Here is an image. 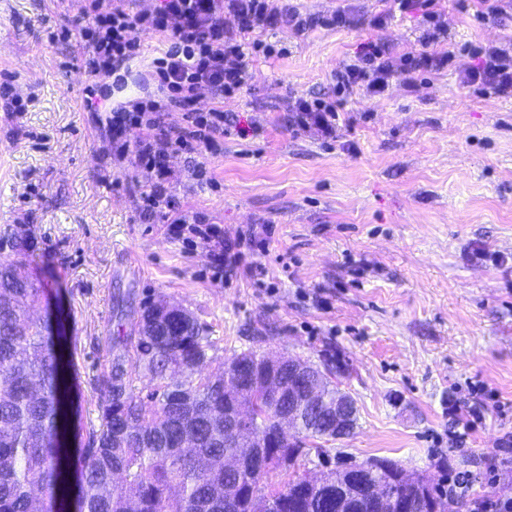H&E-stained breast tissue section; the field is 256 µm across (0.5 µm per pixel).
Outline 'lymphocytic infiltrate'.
<instances>
[{
    "mask_svg": "<svg viewBox=\"0 0 512 512\" xmlns=\"http://www.w3.org/2000/svg\"><path fill=\"white\" fill-rule=\"evenodd\" d=\"M400 12H419L428 28L425 51L392 58L374 42L363 44L354 62L336 74V92L348 96L362 89L371 96H383L390 81L414 72L433 71L447 66L449 53L432 50L431 45L444 34L435 0H392ZM90 31L87 70L93 82L84 89L86 107L95 108L108 81H121V70L139 55L142 35H167L169 46L151 62V77L157 95L133 105H117L107 121L112 129V147L120 155L133 156L137 165L155 174V181L139 197V216L145 220L168 221L174 236L191 234L203 244L216 275H237L246 248L252 247L254 231L235 240L225 239L217 225L188 216H175V201L167 186L166 163L171 154H187L191 174L206 181L209 174L205 158L215 150L225 127L234 126L233 117L223 110H192L199 91L224 98L243 90L252 77L250 66L257 55L272 57L273 45L256 39L255 31L278 25L294 34L316 26L312 17L302 15L290 5H275L273 0H160L150 12L133 13L114 0H90L82 10ZM477 62L461 77L466 87L478 93L512 98V55L485 45L473 51ZM179 113L174 126L164 127L167 113ZM146 129L145 137L129 142L130 128ZM288 127L296 134L307 133L325 141L337 140L343 127L342 106L317 96L296 99L289 109Z\"/></svg>",
    "mask_w": 512,
    "mask_h": 512,
    "instance_id": "lymphocytic-infiltrate-1",
    "label": "lymphocytic infiltrate"
}]
</instances>
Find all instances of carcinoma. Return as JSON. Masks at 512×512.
<instances>
[{
	"label": "carcinoma",
	"instance_id": "cac0c4a2",
	"mask_svg": "<svg viewBox=\"0 0 512 512\" xmlns=\"http://www.w3.org/2000/svg\"><path fill=\"white\" fill-rule=\"evenodd\" d=\"M34 250L22 225H0V253L11 256L0 262V512H328L323 498L336 493L333 484L313 486L300 475L267 482L302 456L328 454L323 426L282 429V400L258 384L263 357L253 351L202 371L210 347L203 327L164 301L144 305L131 332L113 341L97 380L100 428L77 453L62 447L63 354L50 316L31 314L44 289L19 273ZM137 367L154 382L145 399L134 392ZM172 367L182 380H172ZM232 372L251 406L247 423L268 438L267 448L224 439V414L238 398L224 392ZM382 466L372 481L405 512H424L426 499L446 494L444 481L425 492L395 477L398 464Z\"/></svg>",
	"mask_w": 512,
	"mask_h": 512
}]
</instances>
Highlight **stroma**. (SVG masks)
<instances>
[{
    "mask_svg": "<svg viewBox=\"0 0 512 512\" xmlns=\"http://www.w3.org/2000/svg\"><path fill=\"white\" fill-rule=\"evenodd\" d=\"M306 15L352 5L351 28H314L301 38L266 30L286 55L257 59L240 95L200 93L192 108H221L263 131L225 136L207 159L213 184L197 185L183 155H171L172 193L188 214H205L225 237L255 228L265 247L237 277L218 280L202 247L149 224L137 198L154 180L128 158H108L105 115L84 104L88 40L79 0H0V225H25L36 243L28 267L43 305L61 313L73 360L75 446L98 427L96 378L124 328L117 291L134 307L164 300L205 330L210 361L251 350L331 371L355 401L358 423L297 474L388 459L411 477L463 474L474 500L507 494L498 445L512 432V99L473 94L461 82L472 63L464 45L494 43L512 55V0L478 21L471 0H438L452 51L447 68L394 79L384 96H349L350 119L325 145L288 128L301 96L330 92L360 47L391 56L415 51L425 25L388 0H293ZM387 13L385 24L372 18ZM166 46L142 39L107 101L129 105L153 87L148 65ZM20 98L24 112L12 100ZM482 401L483 416L448 445V404Z\"/></svg>",
    "mask_w": 512,
    "mask_h": 512,
    "instance_id": "35a3bbf8",
    "label": "stroma"
}]
</instances>
